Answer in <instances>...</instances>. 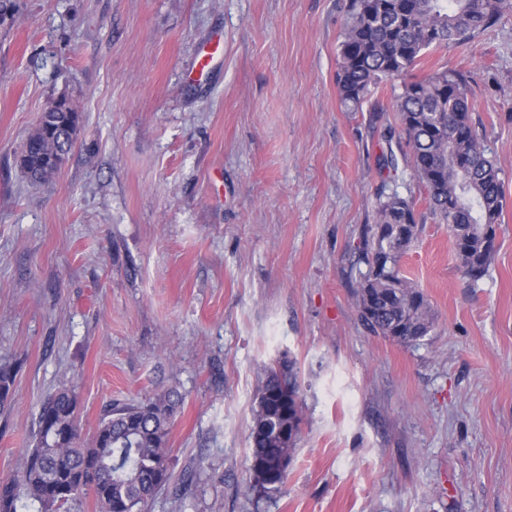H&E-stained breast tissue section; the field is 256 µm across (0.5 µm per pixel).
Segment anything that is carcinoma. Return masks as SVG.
Instances as JSON below:
<instances>
[{
    "mask_svg": "<svg viewBox=\"0 0 512 512\" xmlns=\"http://www.w3.org/2000/svg\"><path fill=\"white\" fill-rule=\"evenodd\" d=\"M512 0H349L339 47L337 83L354 110L396 79L394 96L412 169L427 193L429 214L448 225L464 277L477 282L497 252L498 219L504 206L499 169L471 117V86L465 71L442 67L424 77L413 71L429 53L463 44L495 25ZM81 115L57 100L25 139L20 165L33 180L52 178L66 162ZM421 217L414 202L396 193L377 195L376 223L366 226L352 295L361 322L374 336L422 342L435 328L424 292L399 260L417 237ZM17 368L0 364V410L11 403ZM180 406L168 392L111 409L93 438L80 441L77 398L60 387L45 397L37 415L33 447L13 476L0 482V512H61L88 493L98 512H143L158 490L160 466L171 462V427ZM302 401L293 361L264 371L250 427L246 491L277 492L286 476L278 470L292 456L301 434Z\"/></svg>",
    "mask_w": 512,
    "mask_h": 512,
    "instance_id": "carcinoma-1",
    "label": "carcinoma"
}]
</instances>
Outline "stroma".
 I'll return each mask as SVG.
<instances>
[{"label":"stroma","mask_w":512,"mask_h":512,"mask_svg":"<svg viewBox=\"0 0 512 512\" xmlns=\"http://www.w3.org/2000/svg\"><path fill=\"white\" fill-rule=\"evenodd\" d=\"M18 2L0 21V363L18 367L0 480L58 387L87 440L112 404L174 391L171 477L145 512H512V17L423 68L471 72L503 182L472 283L408 147L380 136L392 85L340 100L346 0ZM61 98L75 142L31 181L20 146ZM382 190L424 217L401 259L436 318L416 347L371 335L352 298ZM284 358L301 436L281 490L249 494L257 388Z\"/></svg>","instance_id":"35a3bbf8"}]
</instances>
